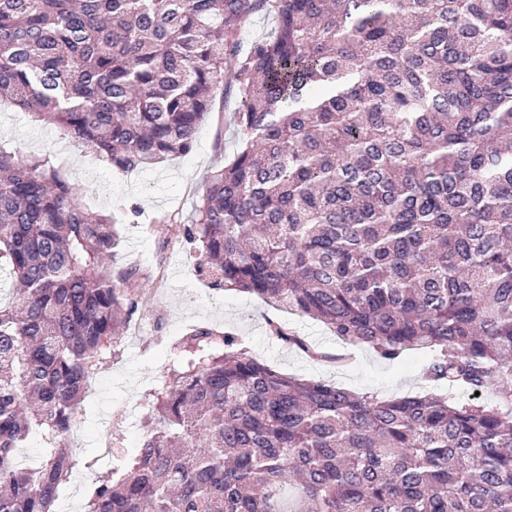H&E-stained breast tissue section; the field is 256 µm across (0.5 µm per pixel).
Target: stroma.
<instances>
[{"mask_svg": "<svg viewBox=\"0 0 512 512\" xmlns=\"http://www.w3.org/2000/svg\"><path fill=\"white\" fill-rule=\"evenodd\" d=\"M214 104L190 153L122 173L76 146L59 126L38 122L10 101L0 100V144L49 154L80 190L83 202L111 218L119 234L118 263L154 275L143 285L119 354L90 383L81 422L70 439L75 449L72 476L55 512H82L93 485L91 473L105 472L135 454L146 403L161 389L173 352L195 325L230 333L249 355L303 378L380 397L431 389L423 375L430 350L389 362L369 349L344 343L323 323L277 310L251 294L210 288L197 277L195 253L159 219L168 213L189 219L211 173L238 147L242 134L233 121L237 103L226 84L217 85ZM271 320L284 322L321 350L348 355L349 363H320L289 348L269 336Z\"/></svg>", "mask_w": 512, "mask_h": 512, "instance_id": "1", "label": "stroma"}]
</instances>
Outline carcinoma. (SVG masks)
Wrapping results in <instances>:
<instances>
[{"label":"carcinoma","instance_id":"carcinoma-1","mask_svg":"<svg viewBox=\"0 0 512 512\" xmlns=\"http://www.w3.org/2000/svg\"><path fill=\"white\" fill-rule=\"evenodd\" d=\"M223 81L243 139L191 223L163 219L199 275L388 361L430 348L468 399L356 394L199 326L84 512H512V0H0V97L119 172L189 153ZM117 246L49 155L0 145V512L67 480L137 310ZM275 29V19L271 15H258L248 20L239 35V45L242 51L262 38H268Z\"/></svg>","mask_w":512,"mask_h":512}]
</instances>
